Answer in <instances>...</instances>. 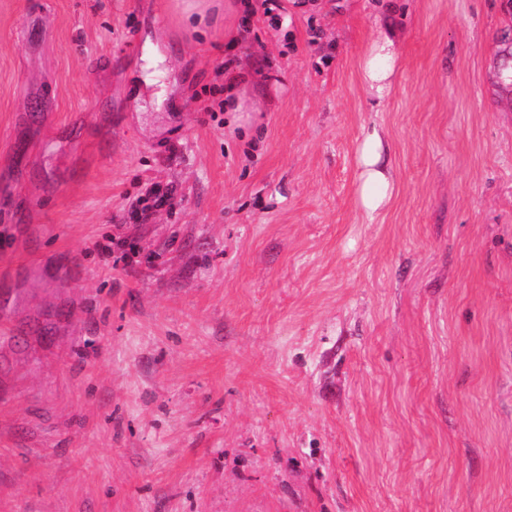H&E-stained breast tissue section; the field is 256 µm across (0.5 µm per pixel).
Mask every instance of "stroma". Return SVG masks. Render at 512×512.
<instances>
[{
    "label": "stroma",
    "mask_w": 512,
    "mask_h": 512,
    "mask_svg": "<svg viewBox=\"0 0 512 512\" xmlns=\"http://www.w3.org/2000/svg\"><path fill=\"white\" fill-rule=\"evenodd\" d=\"M234 2L0 0V512H512V0ZM221 0H175L173 9L182 23L190 25L194 30L207 26L214 14L215 19L221 14ZM398 48L394 35L380 32L366 48L360 64V79L367 93L382 99L397 79ZM389 145L376 132L366 134L362 140L358 159V202L370 215L383 210L393 193V172L389 161Z\"/></svg>",
    "instance_id": "1"
}]
</instances>
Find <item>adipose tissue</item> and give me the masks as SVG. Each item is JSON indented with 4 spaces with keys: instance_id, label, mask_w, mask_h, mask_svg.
<instances>
[{
    "instance_id": "obj_1",
    "label": "adipose tissue",
    "mask_w": 512,
    "mask_h": 512,
    "mask_svg": "<svg viewBox=\"0 0 512 512\" xmlns=\"http://www.w3.org/2000/svg\"><path fill=\"white\" fill-rule=\"evenodd\" d=\"M398 48L392 33L380 32L366 48L360 64V79L367 93L384 98L397 79ZM358 202L370 215L383 210L393 193L389 145L378 134L364 136L358 159Z\"/></svg>"
}]
</instances>
